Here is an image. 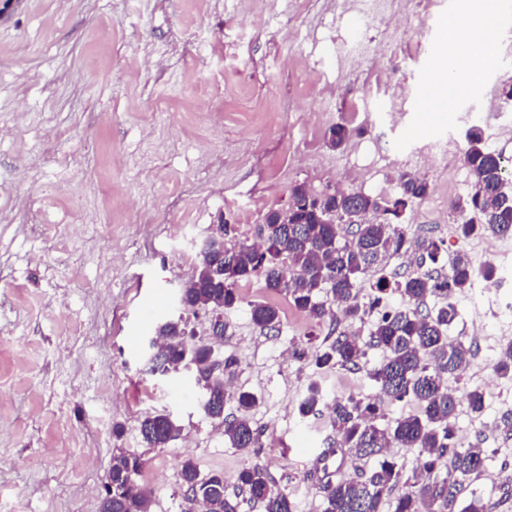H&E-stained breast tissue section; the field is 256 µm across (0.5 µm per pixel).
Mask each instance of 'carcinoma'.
I'll use <instances>...</instances> for the list:
<instances>
[{
  "mask_svg": "<svg viewBox=\"0 0 512 512\" xmlns=\"http://www.w3.org/2000/svg\"><path fill=\"white\" fill-rule=\"evenodd\" d=\"M464 160L474 184L464 200L452 209L468 212L470 218L460 224V234L501 236L512 234V203L498 192L506 181L501 155L482 145L481 130L472 128ZM307 189L296 184L290 188L288 223H276V213H266L265 238L274 253H261L256 245L231 236L230 223H224V282L199 277L185 289L184 308L196 312L206 306L229 309L242 301L238 288L255 276L263 277L269 293L283 294L295 311L312 322L334 321L331 341L317 357L320 367L341 365L363 371L378 387L373 397L353 395L336 399L329 424L336 433V452L348 451L359 458L377 460L366 475L328 480L322 485L326 512H453L466 480L480 472L487 460L481 448L459 451L454 448L457 398L448 391L443 379L459 374L471 364V350L461 342L448 340V328L457 317L451 297L470 287L474 277L467 256L458 254L446 268H436L421 276L390 280L379 274L386 256L402 251L417 252L419 265L438 264L442 242L434 237L413 241L400 219L406 208L424 200L429 184L408 173L398 179L397 193L379 205L375 198L355 190H336V196L323 202L306 198ZM336 207L344 216L365 214L359 224H325L323 204ZM376 274L369 284L370 293L360 299L356 281L360 276ZM327 288L331 302L319 301V292ZM398 292L399 307L386 311L372 323L368 337L341 327L332 305L341 307L343 318L354 324L378 308L386 295ZM429 297L442 299L439 307L423 311ZM283 309L266 300L251 303V319L262 333L280 329ZM185 324L182 319H167L156 325L160 350L147 359L149 372L162 373L180 364L184 357ZM379 349L383 357L371 363L367 351ZM504 378H512V342L502 349L494 366ZM204 412L224 426V438L242 452L261 447L262 431L254 426L248 411L255 398L246 392L232 393L221 376L206 377ZM237 402L238 414L224 416L228 401ZM322 400L316 384H311L299 404L300 414H317ZM394 402L411 404L384 428L375 421L385 415ZM180 427L166 412L148 413L140 422L143 442L150 448L162 447L175 439ZM419 449L415 473L404 476L402 467L385 455L391 446ZM142 460L128 453H117L106 480L112 483V495L101 502V512H150L151 499L135 486ZM181 481L194 496L206 501L211 512H237V505L225 494L224 473L200 476L197 464L186 459ZM237 487L262 512H294L295 503L288 487L279 485L261 463L241 470Z\"/></svg>",
  "mask_w": 512,
  "mask_h": 512,
  "instance_id": "cac0c4a2",
  "label": "carcinoma"
}]
</instances>
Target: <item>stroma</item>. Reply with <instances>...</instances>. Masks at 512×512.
I'll return each mask as SVG.
<instances>
[{"label": "stroma", "instance_id": "stroma-1", "mask_svg": "<svg viewBox=\"0 0 512 512\" xmlns=\"http://www.w3.org/2000/svg\"><path fill=\"white\" fill-rule=\"evenodd\" d=\"M467 0H424L420 18L399 32L374 22L367 35L397 56L402 113L390 122L377 77L336 60L337 38L353 33L336 0H0V512H100L114 453L141 457L136 481L151 490L150 512H192L182 495L185 459L202 473L263 464L295 492L296 512H324V467L356 478L369 465L354 456L322 463L336 435L327 415L302 417L299 402L318 383L326 402L374 395L372 381L338 367L316 368L328 324L286 309L279 331L263 334L251 302L260 278L225 310L215 354L235 358L225 375L252 393L263 431L258 453L231 448L202 408L195 368L160 377L144 370L156 318L145 301L164 293L163 318L183 316L207 341L209 316L180 313L178 293L195 274L199 245L219 216L234 235L286 208L295 184L326 185L325 171L300 163L306 143L336 158L374 140L379 153L413 156L428 140L467 148L472 127L486 147L512 161V111L485 110L486 97L512 82L505 61L512 32L451 113L423 108L438 67L450 9ZM351 129L338 149L333 126ZM412 233L443 241L441 262L466 253L474 270L495 263L496 287L477 275L456 292L448 336L471 346L460 376L445 384L459 402V449L485 448L468 481L486 512H512V379L494 365L512 338V239L488 249L461 238L439 199L408 210ZM485 392L482 414L465 397ZM170 412L182 435L150 448L139 426Z\"/></svg>", "mask_w": 512, "mask_h": 512}]
</instances>
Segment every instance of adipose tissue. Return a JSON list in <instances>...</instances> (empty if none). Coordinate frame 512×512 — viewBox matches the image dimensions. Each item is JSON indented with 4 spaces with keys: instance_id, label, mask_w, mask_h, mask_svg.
Listing matches in <instances>:
<instances>
[{
    "instance_id": "ef3b65f1",
    "label": "adipose tissue",
    "mask_w": 512,
    "mask_h": 512,
    "mask_svg": "<svg viewBox=\"0 0 512 512\" xmlns=\"http://www.w3.org/2000/svg\"><path fill=\"white\" fill-rule=\"evenodd\" d=\"M490 8H478L448 20L444 27L441 67L432 94L442 98L445 107L466 94L477 79L480 65L489 62L486 41Z\"/></svg>"
}]
</instances>
